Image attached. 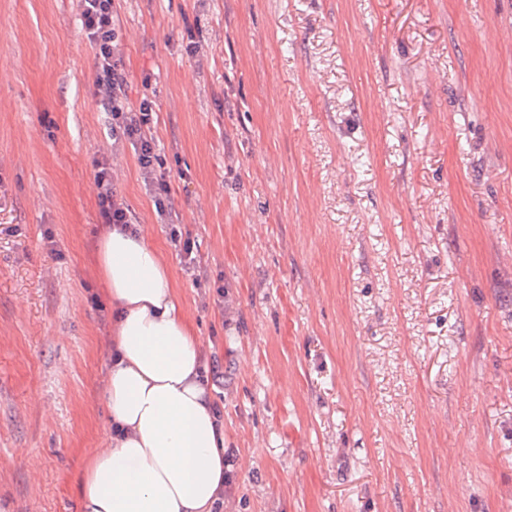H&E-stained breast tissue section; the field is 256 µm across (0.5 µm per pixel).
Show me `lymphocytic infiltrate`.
Wrapping results in <instances>:
<instances>
[{
	"mask_svg": "<svg viewBox=\"0 0 512 512\" xmlns=\"http://www.w3.org/2000/svg\"><path fill=\"white\" fill-rule=\"evenodd\" d=\"M77 3L85 36L95 51L96 104L111 121L113 143L127 141L134 147L137 165L154 193L156 211L165 214L172 209L173 199L167 172L156 151L154 102L145 95L134 104L127 97V73L114 0H77ZM92 180L104 223L131 226L130 209L114 185V171L108 157L95 159Z\"/></svg>",
	"mask_w": 512,
	"mask_h": 512,
	"instance_id": "f902f5d3",
	"label": "lymphocytic infiltrate"
}]
</instances>
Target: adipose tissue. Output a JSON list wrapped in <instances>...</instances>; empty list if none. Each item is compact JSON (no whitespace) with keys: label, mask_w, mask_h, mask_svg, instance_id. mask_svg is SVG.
<instances>
[{"label":"adipose tissue","mask_w":512,"mask_h":512,"mask_svg":"<svg viewBox=\"0 0 512 512\" xmlns=\"http://www.w3.org/2000/svg\"><path fill=\"white\" fill-rule=\"evenodd\" d=\"M97 263L112 306L102 390L109 445L88 456L82 510L213 512L224 489V429L168 267L143 234L116 226L101 238Z\"/></svg>","instance_id":"adipose-tissue-1"}]
</instances>
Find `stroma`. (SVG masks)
Here are the masks:
<instances>
[{
    "instance_id": "stroma-1",
    "label": "stroma",
    "mask_w": 512,
    "mask_h": 512,
    "mask_svg": "<svg viewBox=\"0 0 512 512\" xmlns=\"http://www.w3.org/2000/svg\"><path fill=\"white\" fill-rule=\"evenodd\" d=\"M115 10L171 218L73 0H0V512H81L108 442L104 154L224 374L223 512H512V0Z\"/></svg>"
}]
</instances>
